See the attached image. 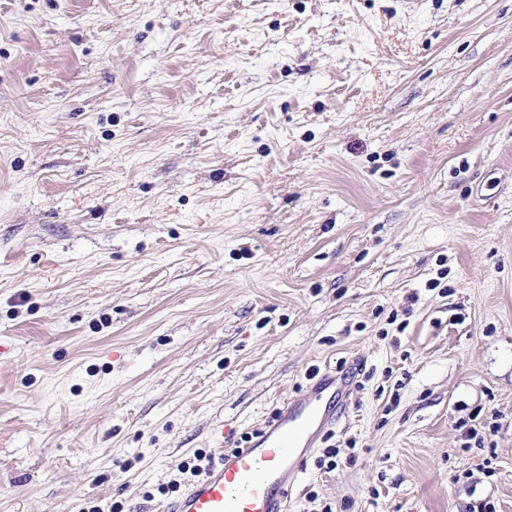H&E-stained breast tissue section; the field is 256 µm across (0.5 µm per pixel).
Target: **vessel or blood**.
<instances>
[{"label": "vessel or blood", "instance_id": "b4317fda", "mask_svg": "<svg viewBox=\"0 0 512 512\" xmlns=\"http://www.w3.org/2000/svg\"><path fill=\"white\" fill-rule=\"evenodd\" d=\"M348 381L324 372L243 446L222 451L163 512H288V496L320 438L348 403Z\"/></svg>", "mask_w": 512, "mask_h": 512}]
</instances>
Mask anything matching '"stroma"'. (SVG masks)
Listing matches in <instances>:
<instances>
[{"label":"stroma","instance_id":"1","mask_svg":"<svg viewBox=\"0 0 512 512\" xmlns=\"http://www.w3.org/2000/svg\"><path fill=\"white\" fill-rule=\"evenodd\" d=\"M354 363L288 512H512V0H0V512Z\"/></svg>","mask_w":512,"mask_h":512}]
</instances>
